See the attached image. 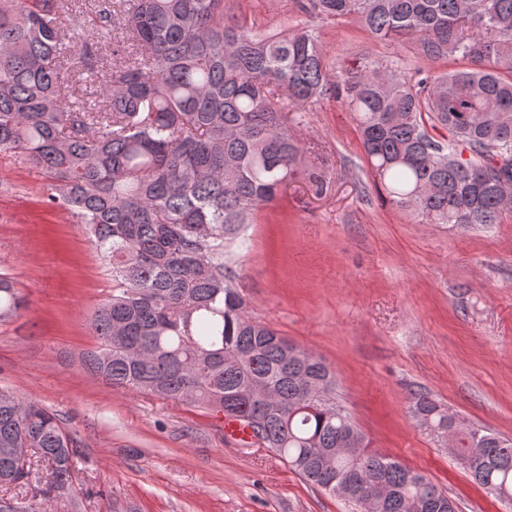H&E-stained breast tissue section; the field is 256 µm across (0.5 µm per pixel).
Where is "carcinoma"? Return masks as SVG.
Segmentation results:
<instances>
[{
	"label": "carcinoma",
	"mask_w": 512,
	"mask_h": 512,
	"mask_svg": "<svg viewBox=\"0 0 512 512\" xmlns=\"http://www.w3.org/2000/svg\"><path fill=\"white\" fill-rule=\"evenodd\" d=\"M424 61L465 66L414 81L362 57L330 74L312 33L262 35L224 21V0H96L91 19L61 0H0V152L50 179L49 201L84 226L112 290L85 365L112 385L245 422L324 492L347 474L379 512H454L422 473L369 443L318 357L245 313L226 243L297 178L288 113L334 98L353 116L371 174L424 224H498L512 207V0H307ZM444 129L438 140L430 130ZM27 306L0 273V321ZM425 432L448 409L415 393ZM461 465L512 498V443L455 432ZM29 448L69 487L76 448L56 414L0 391V485L30 481L4 453Z\"/></svg>",
	"instance_id": "cac0c4a2"
}]
</instances>
